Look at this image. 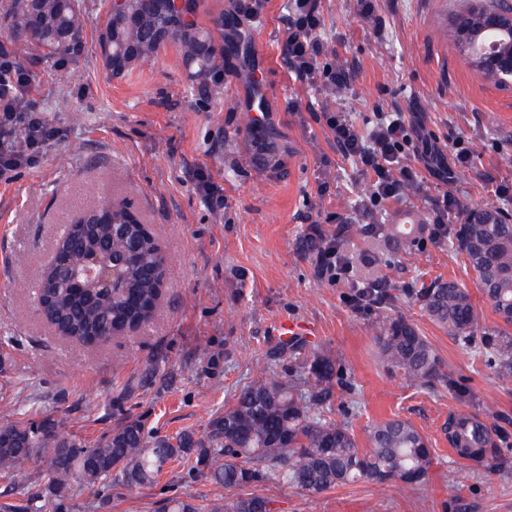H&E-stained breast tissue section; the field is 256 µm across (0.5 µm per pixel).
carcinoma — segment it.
Listing matches in <instances>:
<instances>
[{
  "label": "carcinoma",
  "instance_id": "obj_1",
  "mask_svg": "<svg viewBox=\"0 0 512 512\" xmlns=\"http://www.w3.org/2000/svg\"><path fill=\"white\" fill-rule=\"evenodd\" d=\"M262 0H229L235 39L246 38L238 22L256 17ZM509 8L507 0L470 4L451 20L453 32L480 33L486 20ZM198 0H111L100 35L104 64L120 78L130 67L155 57L168 44L176 46L189 76L207 79L208 96L224 98V18L209 27L197 19ZM4 22L15 46H34L55 57L81 45L86 23L83 0H9ZM14 100L18 112L27 99L17 92L10 69L0 68V95ZM424 224H390L387 240L409 248L425 231ZM448 244L472 270L478 287L500 324L480 338L469 329L476 321L469 289L454 280H438L420 291L422 309L449 336L475 347L501 378H512V216L496 206L467 212L462 224L448 226ZM56 250L67 261L49 266L37 291L36 311L62 336L80 345L130 333L147 323L162 295L166 256L158 240L121 202L104 199L69 220ZM119 267L122 277L99 288L74 277L88 259ZM381 361L421 385L439 378V359L417 328L403 317L378 311L371 323ZM288 345L267 347L259 354L263 376L235 395L232 404L210 422L208 440L192 433L149 440L144 425L132 420L92 447L44 420L0 424V473L12 481L37 448L52 449L47 486L29 490L6 512H69L74 480L108 484L120 478L129 488L149 485L163 467L196 456L210 480L237 491L227 505L216 502L209 512H270L274 503L259 487L271 483L322 493L358 481L394 484L414 490L428 477L432 464L428 440L409 422L392 419L374 424L367 448L359 446L344 424L324 415L333 383L341 382L336 360L312 353L296 358L298 378L278 371ZM451 444L481 461L489 443L486 424L467 412L448 423ZM163 512H200L191 498H171Z\"/></svg>",
  "mask_w": 512,
  "mask_h": 512
}]
</instances>
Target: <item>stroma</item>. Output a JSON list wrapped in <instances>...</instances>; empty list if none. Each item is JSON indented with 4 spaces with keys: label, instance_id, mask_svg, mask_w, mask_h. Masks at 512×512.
<instances>
[{
    "label": "stroma",
    "instance_id": "obj_1",
    "mask_svg": "<svg viewBox=\"0 0 512 512\" xmlns=\"http://www.w3.org/2000/svg\"><path fill=\"white\" fill-rule=\"evenodd\" d=\"M84 3L77 54L36 49L15 58L35 117L54 135L29 164L0 177V424L11 407L90 445L130 420L154 437H206L211 418L259 376L255 356L277 342L278 323L295 319L311 330L308 351L340 364L331 417L360 441L374 424L407 420L429 440L433 461L428 481L410 493L363 481L320 494L263 486L275 512H512V378L437 327L418 300L435 280L453 279L470 291L478 331L498 325L460 257L426 235L410 255L386 241H346L354 267L369 258L388 275L386 311L414 323L434 349L443 376L421 386L379 360L371 311L348 306L345 283L315 276L306 245L309 220L323 221L330 237L350 224H401L415 212L428 223L448 192L461 205L448 223L486 205L512 214V198L494 194L512 186V86L483 80L454 45L448 20L467 0H377L378 29L357 15L356 0H320L328 60L352 76L338 93L295 80L283 58L292 0H263L248 44L224 51L220 102L190 80L171 44L113 78L99 46L110 0ZM261 107L267 117L257 128ZM336 108L365 134L379 113L402 112L445 160L466 148L471 164L451 181L405 149L420 187L372 206L360 163L316 119ZM201 172L223 188V207L199 191ZM106 197L129 202L167 268L149 322L82 346L38 315L35 290L68 218ZM461 410L485 417L496 471L451 453L448 420ZM171 497L193 498L207 512L235 494L190 458L167 464L144 488L75 481L70 512H157Z\"/></svg>",
    "mask_w": 512,
    "mask_h": 512
}]
</instances>
